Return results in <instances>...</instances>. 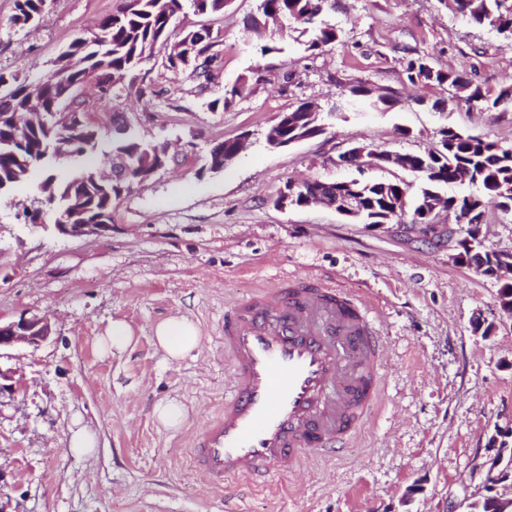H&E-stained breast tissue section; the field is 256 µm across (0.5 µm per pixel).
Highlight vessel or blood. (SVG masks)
<instances>
[{
    "label": "vessel or blood",
    "instance_id": "obj_1",
    "mask_svg": "<svg viewBox=\"0 0 512 512\" xmlns=\"http://www.w3.org/2000/svg\"><path fill=\"white\" fill-rule=\"evenodd\" d=\"M370 300L313 277L257 287L224 312L230 387L194 437V469L214 487L267 488L308 451L348 447L382 400L384 345Z\"/></svg>",
    "mask_w": 512,
    "mask_h": 512
}]
</instances>
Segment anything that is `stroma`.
Returning <instances> with one entry per match:
<instances>
[{
  "mask_svg": "<svg viewBox=\"0 0 512 512\" xmlns=\"http://www.w3.org/2000/svg\"><path fill=\"white\" fill-rule=\"evenodd\" d=\"M127 2L47 0L40 24L22 29L12 22L14 0H0V70L48 76L71 41ZM258 4L230 0L220 14L175 16L172 38L203 24L217 33L209 82L172 75L155 57L138 71L145 97L126 91L105 105L85 85L100 149L112 145L103 115L118 112L139 138L177 154L113 200L110 235L69 238L31 225L23 210L44 201L42 175L0 192V320L45 316L53 328L41 345L0 350V512H225L224 491L189 454L224 403V310L289 275L322 276L378 302L384 405L336 458L309 455L302 472L271 490L236 489V512H452L483 493L498 441L512 443V317L499 307L500 279L458 261L467 232L454 214L441 213L429 238L411 224L274 204L290 180L357 177L339 162L355 145L422 153L453 128L512 147V100L469 105L405 74L408 60L424 55L491 93L512 89V39L469 22L454 0H331L327 19L342 41L310 52L288 28L263 55L246 29ZM245 77L246 94L209 109ZM357 85L387 103L353 97ZM306 101L336 109L327 132L267 147L276 117ZM238 137L245 150L210 171V147ZM478 315L491 335L475 329ZM171 316L201 335L178 361L153 339ZM116 319L133 339L110 353L100 339ZM167 399L188 413L180 428L153 416ZM79 429L93 435L92 455L71 450Z\"/></svg>",
  "mask_w": 512,
  "mask_h": 512,
  "instance_id": "obj_1",
  "label": "stroma"
}]
</instances>
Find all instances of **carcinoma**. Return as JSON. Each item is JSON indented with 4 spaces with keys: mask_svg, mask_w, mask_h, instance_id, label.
<instances>
[{
    "mask_svg": "<svg viewBox=\"0 0 512 512\" xmlns=\"http://www.w3.org/2000/svg\"><path fill=\"white\" fill-rule=\"evenodd\" d=\"M47 0H15L13 21L21 28L39 22ZM189 3L196 14L224 12L229 0H128L120 11L100 20L98 28L74 39L59 56L56 68L41 83L32 85L14 73L0 70V84H6L8 101L0 97V190L27 180L41 165L63 151L85 158L94 153L98 129L85 124L81 132L73 135L67 127L33 123L30 116L36 112H57L60 89L80 85L87 76H93L99 89L100 100L109 103L120 89L132 88L136 68L151 58L157 47L163 46L166 54L164 68L178 74L187 69L197 78H209L214 56L209 54L215 43L212 32L207 38H197V31L188 30L175 43H170L169 26L173 17ZM328 0H259L263 18L275 16L284 20L285 26H302L301 34L309 35L306 49L318 51L339 39L336 26L321 19ZM458 10L469 21L488 25L501 34L512 37V3L509 0H455ZM410 83H435L455 90V97L468 104L497 106L512 98V89H504L493 97L481 86L467 80L457 71L434 69L427 58L410 59L406 67ZM248 80L224 88V95L209 102L212 110L228 108L236 98L243 96ZM288 121L295 124L301 135L314 136L325 133V117L321 109L309 102L288 113ZM236 143L228 140L210 155V168H224V156H231ZM157 147L140 139L133 131L112 136L111 163L117 169L125 168L129 177L124 181L105 183L95 172L88 173V180L74 184L71 178L55 179L49 175L44 181V192L49 200H59L54 219L59 220L79 209L89 220L112 222V199L119 198L122 188L144 176L157 166H165L169 158L156 156ZM410 169L423 176L417 199L440 193L443 186L453 183L455 170L464 163L473 172L469 185L478 192L448 198V205H479L496 203L503 211H512V149L477 136L465 135L452 129L441 132V147L424 154L405 153ZM351 186L364 196L366 224H381L387 211L388 200L400 189L409 188L404 182L350 179Z\"/></svg>",
    "mask_w": 512,
    "mask_h": 512,
    "instance_id": "1",
    "label": "carcinoma"
}]
</instances>
